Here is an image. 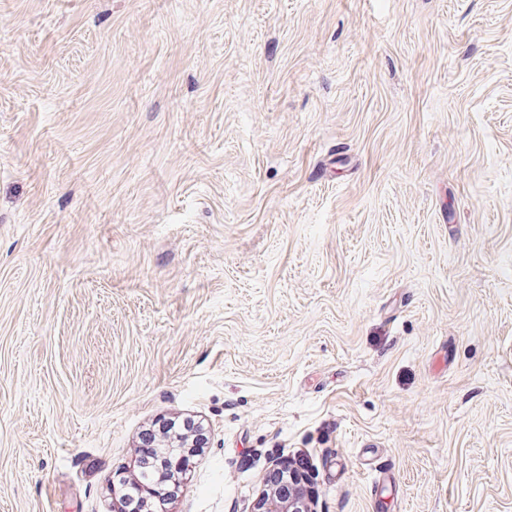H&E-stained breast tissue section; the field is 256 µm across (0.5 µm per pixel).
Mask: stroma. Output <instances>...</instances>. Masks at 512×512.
<instances>
[{
  "mask_svg": "<svg viewBox=\"0 0 512 512\" xmlns=\"http://www.w3.org/2000/svg\"><path fill=\"white\" fill-rule=\"evenodd\" d=\"M512 512V0H0V512ZM304 483H307L304 492L295 495H285L274 485V503L270 502V497H263L256 502L253 512H317L308 475H304Z\"/></svg>",
  "mask_w": 512,
  "mask_h": 512,
  "instance_id": "35a3bbf8",
  "label": "stroma"
}]
</instances>
